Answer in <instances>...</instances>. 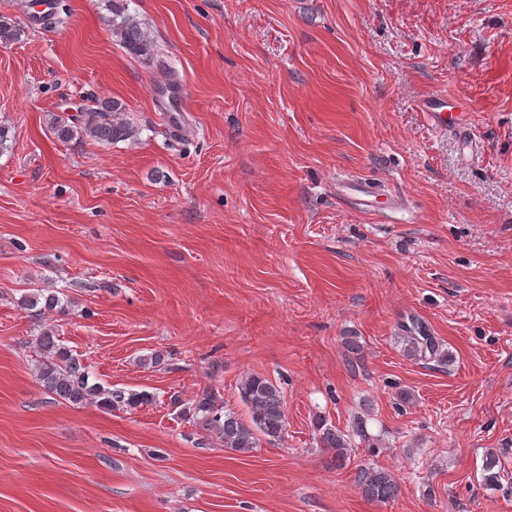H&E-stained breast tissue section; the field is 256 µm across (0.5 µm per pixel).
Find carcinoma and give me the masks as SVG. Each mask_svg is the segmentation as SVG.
Wrapping results in <instances>:
<instances>
[{
    "instance_id": "1",
    "label": "carcinoma",
    "mask_w": 512,
    "mask_h": 512,
    "mask_svg": "<svg viewBox=\"0 0 512 512\" xmlns=\"http://www.w3.org/2000/svg\"><path fill=\"white\" fill-rule=\"evenodd\" d=\"M106 8L111 13L112 36L128 54L145 60L158 55L157 45L146 24L128 12L127 0H107ZM20 33L15 23L0 17V44L7 45L17 40ZM93 103L94 106L81 116L66 118L54 115L49 119L50 130L57 140L70 142L76 138H90L112 144L133 137L134 129L126 119L127 106L123 101L103 98L95 99ZM23 304L40 321L54 313L63 314L67 308L58 293L46 294L40 289L26 297ZM400 330L407 357L448 360L442 344L421 321L412 319L408 324H401ZM34 342L41 356L36 368L37 379L49 394L58 399L74 406L94 404L109 411H129L152 399L147 392L112 390L91 382L87 366L60 343L50 326H42ZM238 390L242 403L247 407L245 418L217 405L215 394L208 389L198 393L183 413L191 415L205 429L219 434L224 440V448L232 452H250L262 438L270 444L281 440L286 430L287 415L284 396L277 384L266 377L251 374L241 380ZM314 428L319 432L322 447L331 452L336 467L346 466L350 459L348 448L351 447V438L327 425L321 417L314 420ZM499 464L497 455H486L483 463L485 484L491 486L499 482L500 472L496 471ZM356 482L362 493L376 502L392 500L399 492L393 474L382 468H358Z\"/></svg>"
}]
</instances>
